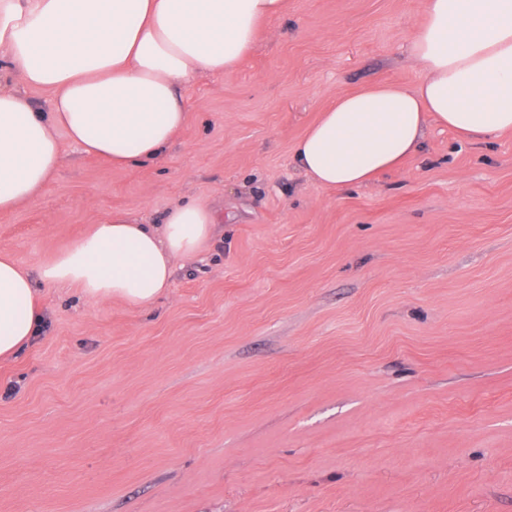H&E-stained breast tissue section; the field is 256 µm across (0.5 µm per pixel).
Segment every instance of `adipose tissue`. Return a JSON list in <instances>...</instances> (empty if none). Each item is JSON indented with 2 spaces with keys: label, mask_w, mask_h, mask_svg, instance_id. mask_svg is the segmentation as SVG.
Returning <instances> with one entry per match:
<instances>
[{
  "label": "adipose tissue",
  "mask_w": 512,
  "mask_h": 512,
  "mask_svg": "<svg viewBox=\"0 0 512 512\" xmlns=\"http://www.w3.org/2000/svg\"><path fill=\"white\" fill-rule=\"evenodd\" d=\"M287 0H0V212L39 199L60 161L58 133L128 168L159 158L188 121L184 86L235 69ZM414 87L345 92L294 147L323 187L372 183L398 168L433 123L468 140L512 131V0H426L410 43ZM50 94L47 108L29 96ZM217 222L178 202L162 226L115 210L43 263L37 276L0 255V360L43 322L38 286L136 309L169 288L173 263L198 255Z\"/></svg>",
  "instance_id": "obj_1"
}]
</instances>
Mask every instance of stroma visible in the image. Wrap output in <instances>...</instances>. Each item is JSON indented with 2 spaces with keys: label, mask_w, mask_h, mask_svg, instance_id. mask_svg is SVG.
<instances>
[{
  "label": "stroma",
  "mask_w": 512,
  "mask_h": 512,
  "mask_svg": "<svg viewBox=\"0 0 512 512\" xmlns=\"http://www.w3.org/2000/svg\"><path fill=\"white\" fill-rule=\"evenodd\" d=\"M424 6L288 0L186 86L162 157L62 141L44 196L0 213L33 276L115 210L218 218L149 308L41 288V332L0 362V512H512V132L429 126L347 189L293 157L338 94L419 82Z\"/></svg>",
  "instance_id": "1"
}]
</instances>
